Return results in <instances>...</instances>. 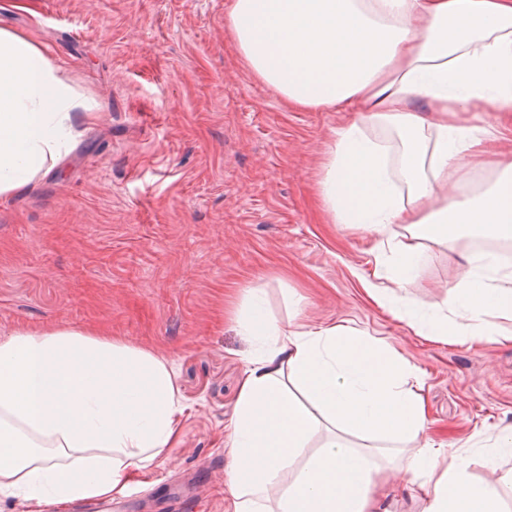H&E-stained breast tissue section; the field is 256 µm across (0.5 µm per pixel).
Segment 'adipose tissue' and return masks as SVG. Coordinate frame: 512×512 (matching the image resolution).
Instances as JSON below:
<instances>
[{"mask_svg": "<svg viewBox=\"0 0 512 512\" xmlns=\"http://www.w3.org/2000/svg\"><path fill=\"white\" fill-rule=\"evenodd\" d=\"M225 26L254 75L290 107L351 113L319 183L337 223L364 227L373 278L403 288L425 251L389 228L455 244L512 240V164L465 113L512 116V0H230ZM98 113L48 51L0 28V197L25 191L78 144ZM486 190L460 196L468 170ZM442 309L397 311L425 341L512 321V266L471 256ZM237 409L222 441L225 512H387L385 485L418 490L420 512H512L475 479L468 452L429 436L418 367L343 325L281 324L248 293ZM187 407L171 361L69 326L0 337V496L26 512L127 496L180 438Z\"/></svg>", "mask_w": 512, "mask_h": 512, "instance_id": "1", "label": "adipose tissue"}]
</instances>
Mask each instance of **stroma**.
I'll use <instances>...</instances> for the list:
<instances>
[{"label": "stroma", "mask_w": 512, "mask_h": 512, "mask_svg": "<svg viewBox=\"0 0 512 512\" xmlns=\"http://www.w3.org/2000/svg\"><path fill=\"white\" fill-rule=\"evenodd\" d=\"M0 0V27L46 48L98 105L57 167L0 198V336L100 330L169 358L188 416L116 512H224V427L252 346L248 289L288 321L347 325L424 373L431 434L449 449L512 427V343L424 342L379 307L367 230L318 194L348 118L290 108L254 77L224 27L230 0ZM427 264L396 305L429 313L465 279L470 240H423Z\"/></svg>", "instance_id": "stroma-1"}]
</instances>
